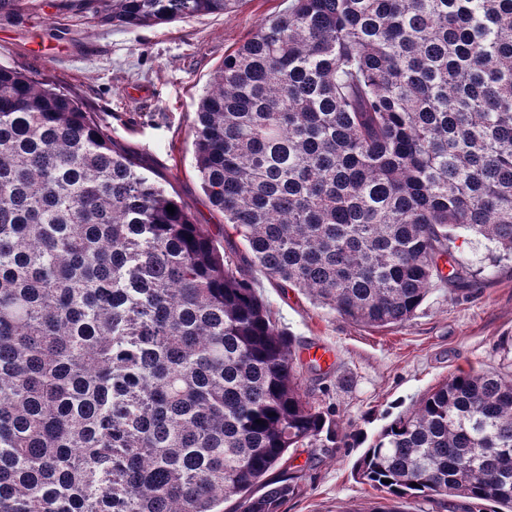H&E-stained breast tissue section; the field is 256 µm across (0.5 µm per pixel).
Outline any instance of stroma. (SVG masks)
Masks as SVG:
<instances>
[{
	"label": "stroma",
	"instance_id": "35a3bbf8",
	"mask_svg": "<svg viewBox=\"0 0 512 512\" xmlns=\"http://www.w3.org/2000/svg\"><path fill=\"white\" fill-rule=\"evenodd\" d=\"M287 4L235 0L221 14L131 27L103 23L63 0H28L25 10L0 14V64L75 92L146 176L177 195L198 223L220 224L194 170L198 98L225 54ZM489 247L474 237L455 251L461 262L484 268L470 293L435 283L408 322L382 328L353 323L259 269L249 271L296 349L320 344L333 351L330 367L305 365L302 385L352 432L318 460L298 454L301 490L281 512H371L379 494L355 478L354 464L383 427L450 375L512 373V262L485 266Z\"/></svg>",
	"mask_w": 512,
	"mask_h": 512
}]
</instances>
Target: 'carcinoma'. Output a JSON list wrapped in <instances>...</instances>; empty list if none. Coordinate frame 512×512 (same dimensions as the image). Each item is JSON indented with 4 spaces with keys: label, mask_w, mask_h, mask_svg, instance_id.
I'll list each match as a JSON object with an SVG mask.
<instances>
[{
    "label": "carcinoma",
    "mask_w": 512,
    "mask_h": 512,
    "mask_svg": "<svg viewBox=\"0 0 512 512\" xmlns=\"http://www.w3.org/2000/svg\"><path fill=\"white\" fill-rule=\"evenodd\" d=\"M230 6L74 3L120 26ZM193 136L214 232L75 94L0 65V512H280L288 452L346 433L245 269L386 327L436 280L470 292L461 233L512 258V0H290L224 55ZM355 475L393 502L371 512H512V376L448 377Z\"/></svg>",
    "instance_id": "1"
}]
</instances>
